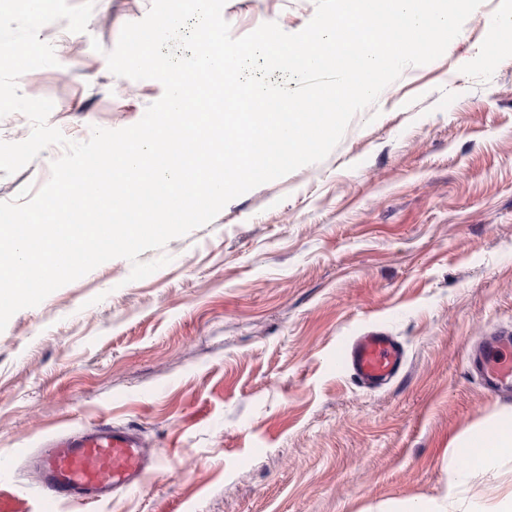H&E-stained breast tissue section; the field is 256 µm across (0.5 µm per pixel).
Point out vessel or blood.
I'll return each instance as SVG.
<instances>
[{
  "label": "vessel or blood",
  "instance_id": "vessel-or-blood-1",
  "mask_svg": "<svg viewBox=\"0 0 512 512\" xmlns=\"http://www.w3.org/2000/svg\"><path fill=\"white\" fill-rule=\"evenodd\" d=\"M404 363L403 346L381 330L350 338L336 349L337 368L350 372L371 391L389 385ZM470 365L487 391L511 395L512 333L499 331L482 338L472 351ZM34 462L44 492L40 512H54L62 502H105L140 485L162 464L136 428L104 421L46 441Z\"/></svg>",
  "mask_w": 512,
  "mask_h": 512
}]
</instances>
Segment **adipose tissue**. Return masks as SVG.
<instances>
[{
  "label": "adipose tissue",
  "mask_w": 512,
  "mask_h": 512,
  "mask_svg": "<svg viewBox=\"0 0 512 512\" xmlns=\"http://www.w3.org/2000/svg\"><path fill=\"white\" fill-rule=\"evenodd\" d=\"M507 461H512V421L476 429L463 443L461 461L453 466L448 493L442 500L418 501L410 511L392 504L383 512H512V487L495 491L484 500L460 495L462 487Z\"/></svg>",
  "instance_id": "ef3b65f1"
}]
</instances>
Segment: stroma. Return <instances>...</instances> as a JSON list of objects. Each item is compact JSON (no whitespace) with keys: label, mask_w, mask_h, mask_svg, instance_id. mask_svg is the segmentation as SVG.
Returning <instances> with one entry per match:
<instances>
[{"label":"stroma","mask_w":512,"mask_h":512,"mask_svg":"<svg viewBox=\"0 0 512 512\" xmlns=\"http://www.w3.org/2000/svg\"><path fill=\"white\" fill-rule=\"evenodd\" d=\"M151 0H95L88 28L42 26L57 66L22 75L72 141L137 123L160 82L113 75L105 54ZM315 0H227L231 34L288 33ZM484 0L445 53L404 69L322 161L230 201L172 239L148 277L107 261L0 331V475L24 512L42 494L25 451L104 420L138 428L165 461L143 486L55 512H379L442 499L472 430L512 417L469 346L512 329V29ZM65 152L14 174L0 202L39 190ZM383 329L405 365L369 391L336 369L339 343Z\"/></svg>","instance_id":"35a3bbf8"}]
</instances>
